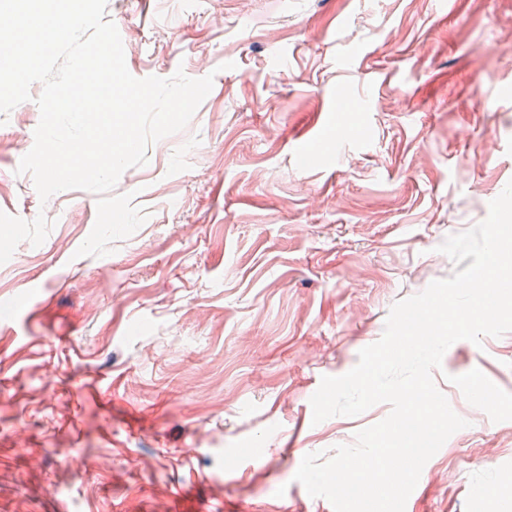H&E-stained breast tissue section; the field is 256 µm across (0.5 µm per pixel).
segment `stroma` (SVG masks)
Segmentation results:
<instances>
[{
  "label": "stroma",
  "mask_w": 512,
  "mask_h": 512,
  "mask_svg": "<svg viewBox=\"0 0 512 512\" xmlns=\"http://www.w3.org/2000/svg\"><path fill=\"white\" fill-rule=\"evenodd\" d=\"M107 17L133 76L214 85L121 175L147 218L100 257L76 254L97 195L43 202L16 172L41 84L0 125V211L54 222L0 265V512H333L295 481L302 458L390 407L316 424L312 395L451 276L439 245L512 180V0H108ZM432 377L469 425L405 512H501L512 331L455 342Z\"/></svg>",
  "instance_id": "obj_1"
}]
</instances>
